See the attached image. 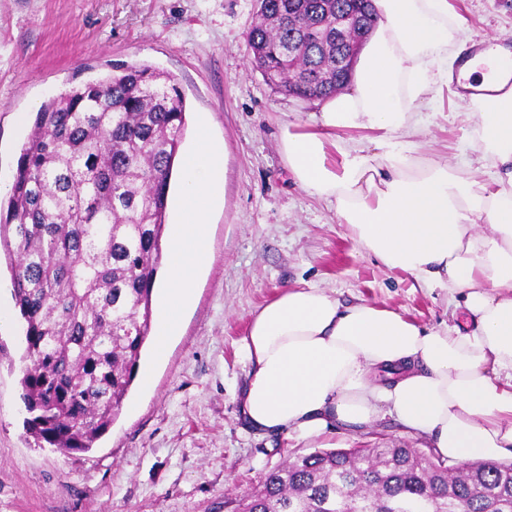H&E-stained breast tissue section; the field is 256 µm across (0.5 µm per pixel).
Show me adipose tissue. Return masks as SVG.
<instances>
[{
  "mask_svg": "<svg viewBox=\"0 0 512 512\" xmlns=\"http://www.w3.org/2000/svg\"><path fill=\"white\" fill-rule=\"evenodd\" d=\"M374 4L347 90L325 100L319 130H283V149L302 188L333 201L361 246L423 287L447 290L469 324L424 327L314 285L285 289L250 319L243 419L259 435L314 439L389 416L448 463L512 457V52L497 46L455 67L448 49L465 39L448 0ZM456 78L479 89L464 165L491 163L488 184L462 176L464 165L416 161L414 116ZM353 129L378 137L368 146L346 138ZM224 166V144L199 124L170 190L158 355L194 299Z\"/></svg>",
  "mask_w": 512,
  "mask_h": 512,
  "instance_id": "ef3b65f1",
  "label": "adipose tissue"
}]
</instances>
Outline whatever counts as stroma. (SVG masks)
<instances>
[{
    "label": "stroma",
    "instance_id": "stroma-1",
    "mask_svg": "<svg viewBox=\"0 0 512 512\" xmlns=\"http://www.w3.org/2000/svg\"><path fill=\"white\" fill-rule=\"evenodd\" d=\"M470 48L512 50L504 0H450ZM254 0H0V179L11 182L32 125L23 114L74 84L80 64H145L173 75L186 106L183 145L199 120L226 146L224 200L193 305L166 358L145 343L119 415L90 450L38 445L26 423L19 356L24 326L0 329V512H237L269 469L330 443L424 448L390 418L316 441L257 435L240 396L250 366V317L285 288L315 285L345 303L399 311L423 326L452 322L446 291L421 288L360 247L332 204L296 181L283 130L314 129L320 101L276 92L252 70L245 35ZM468 98L423 113V159L460 155L470 141Z\"/></svg>",
    "mask_w": 512,
    "mask_h": 512
}]
</instances>
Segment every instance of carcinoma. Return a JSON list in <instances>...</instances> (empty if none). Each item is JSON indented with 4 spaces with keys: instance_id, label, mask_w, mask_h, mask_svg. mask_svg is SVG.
<instances>
[{
    "instance_id": "cac0c4a2",
    "label": "carcinoma",
    "mask_w": 512,
    "mask_h": 512,
    "mask_svg": "<svg viewBox=\"0 0 512 512\" xmlns=\"http://www.w3.org/2000/svg\"><path fill=\"white\" fill-rule=\"evenodd\" d=\"M250 64L283 93L322 99L349 78L336 20L366 0H254ZM293 55H288V52ZM293 66H288V59ZM185 130L175 80L115 64L51 98L22 145L0 253L25 323L20 360L28 424L62 453L86 451L119 414L152 325L167 188ZM512 512V464L447 466L419 448H336L263 474L240 512Z\"/></svg>"
}]
</instances>
